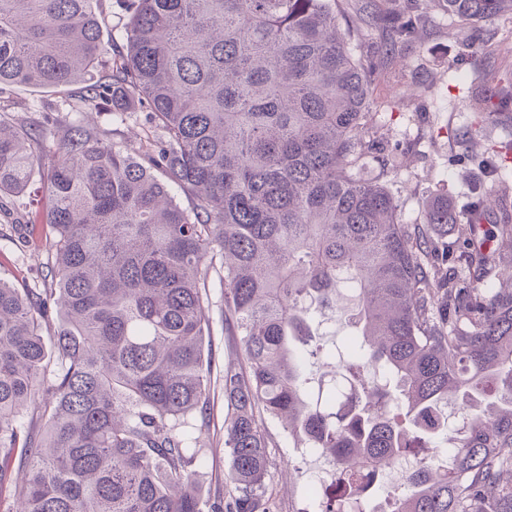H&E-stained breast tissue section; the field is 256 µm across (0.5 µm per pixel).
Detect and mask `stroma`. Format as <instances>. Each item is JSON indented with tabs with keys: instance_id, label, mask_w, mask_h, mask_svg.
<instances>
[{
	"instance_id": "35a3bbf8",
	"label": "stroma",
	"mask_w": 512,
	"mask_h": 512,
	"mask_svg": "<svg viewBox=\"0 0 512 512\" xmlns=\"http://www.w3.org/2000/svg\"><path fill=\"white\" fill-rule=\"evenodd\" d=\"M425 33L386 50L384 28L362 30L358 52L376 66L375 92L369 110L377 142L359 167L364 180L379 181L394 198L400 223L419 224L427 204L447 195L459 219H466L470 190L482 183L494 193L512 200V159L506 172L481 164L492 155L512 115L495 121L473 112L469 95L481 80L496 84L512 79V16L483 23L473 48H466L456 23L439 7L423 10ZM84 91L75 84L60 91L14 87L0 94V113L42 120L45 111H55L58 120L77 119L87 129L99 132L104 141L129 151L138 147L146 126L145 110L134 116L124 113L86 111L71 113ZM37 204L32 193L0 196V278L20 288L50 283L48 255L26 245L27 222ZM212 320V420L210 434L200 442L197 482L204 501L213 502L224 486L229 457L224 450V369L242 367L239 349L224 334V282L210 273L206 290ZM350 298L318 318V341L326 357L307 360L305 375L310 387L336 370L345 341L351 332ZM272 446L271 466L265 496L273 512H305L310 503V482L322 462L308 448L297 447L279 419L265 415L260 420Z\"/></svg>"
}]
</instances>
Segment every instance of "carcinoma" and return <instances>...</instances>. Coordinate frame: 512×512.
<instances>
[{"label":"carcinoma","mask_w":512,"mask_h":512,"mask_svg":"<svg viewBox=\"0 0 512 512\" xmlns=\"http://www.w3.org/2000/svg\"><path fill=\"white\" fill-rule=\"evenodd\" d=\"M102 0H0V92L85 83L86 109L147 110L137 154L65 125L37 154L32 128L0 116V195L43 170L48 288L0 279V504L8 512H203L197 445L209 432V271L224 273V335L247 369L224 368L231 467L211 512H270V440L283 417L302 446L341 467L324 512H350L356 472L418 455L393 410L436 452L382 491L396 512H512V284L474 188L449 267L431 231L455 223L442 195L402 224L360 179L374 149L369 66L338 0H124L122 45L102 38ZM460 28L512 14V0H432ZM391 43L422 28L412 6L361 0ZM512 105V86L473 99ZM177 186L188 201L171 194ZM351 287L349 358L309 392L313 323ZM57 321L53 336L43 328ZM37 412L42 428L22 422ZM461 413L448 427L447 410Z\"/></svg>","instance_id":"1"}]
</instances>
